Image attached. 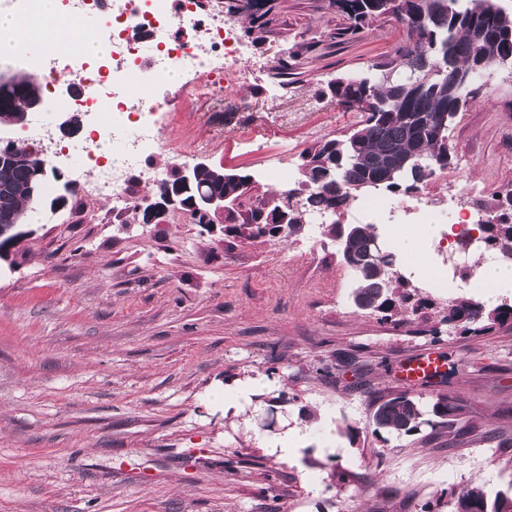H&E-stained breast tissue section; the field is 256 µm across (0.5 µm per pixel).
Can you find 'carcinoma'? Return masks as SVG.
Masks as SVG:
<instances>
[{
    "label": "carcinoma",
    "instance_id": "obj_1",
    "mask_svg": "<svg viewBox=\"0 0 512 512\" xmlns=\"http://www.w3.org/2000/svg\"><path fill=\"white\" fill-rule=\"evenodd\" d=\"M259 8L249 15L246 36L264 39L270 0H255ZM348 20L339 35L358 39L372 23L392 16L401 22L417 16L420 24L408 32L413 48L398 47L386 60L370 64L360 74L344 75L328 83L338 102L351 106L364 99L381 103L376 112L362 115L359 125L341 138L314 143L303 152L310 166L303 190L291 187L286 192L270 193L247 201L238 212L240 222L226 227L228 233L243 241L261 238H285L301 230L304 217L327 209L340 211L365 193H416L437 174L455 164L448 141V130L456 114L473 98L476 88L467 77L475 63L470 43L471 27L487 26L500 39L498 54L480 58V72L489 75L512 63V15L505 13L495 0H331ZM24 110V101L10 91L0 94V118ZM441 112L448 113L444 126L434 122ZM41 161L39 151L7 160L0 166V216L23 213L25 221L32 212L50 206L41 177L36 175ZM221 167L201 168L196 184L207 192L231 194L235 186L224 181ZM292 202L291 219L286 228L260 221L263 214L277 215L284 200ZM479 249L499 259L512 253V188L494 194V204L476 225ZM327 234L339 241L347 255L346 263L357 281L354 302L378 316L382 322H396L405 309H427L433 301L418 294L416 286L404 273L396 253L378 242L373 224L327 225ZM441 322L462 335H477L512 322V304L503 300L488 305L473 298L456 297L442 308ZM464 406L449 395H440L423 409L406 393H382L374 401L373 432L393 431L407 437L425 428L433 431H460ZM451 512H512V492L486 489L472 484L448 494Z\"/></svg>",
    "mask_w": 512,
    "mask_h": 512
}]
</instances>
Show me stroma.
Masks as SVG:
<instances>
[{"instance_id":"obj_1","label":"stroma","mask_w":512,"mask_h":512,"mask_svg":"<svg viewBox=\"0 0 512 512\" xmlns=\"http://www.w3.org/2000/svg\"><path fill=\"white\" fill-rule=\"evenodd\" d=\"M270 17L264 40H242L268 63L248 83L205 98L177 76L160 84L153 130L166 149L148 167L206 157L252 173L263 195L272 171L295 180L303 150L360 121L328 83L394 53L396 19L352 41L330 0H274ZM301 41L315 51L280 68ZM450 144L458 166L430 188L442 223L449 183L512 188L511 65L459 113ZM28 229L0 254V512H449L450 489L512 486V325L429 333L460 289H431L408 322L379 321L355 305L319 224L240 241L78 193ZM429 350L446 356L447 382L403 388L401 363ZM351 353L371 368L364 386L339 361ZM252 380L259 397L225 410ZM402 390L424 407L462 400L469 429L374 433L375 394ZM282 434L296 462L271 451Z\"/></svg>"}]
</instances>
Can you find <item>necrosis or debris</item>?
I'll list each match as a JSON object with an SVG mask.
<instances>
[{"instance_id": "4bbe7bcc", "label": "necrosis or debris", "mask_w": 512, "mask_h": 512, "mask_svg": "<svg viewBox=\"0 0 512 512\" xmlns=\"http://www.w3.org/2000/svg\"><path fill=\"white\" fill-rule=\"evenodd\" d=\"M16 26L0 27V42L15 43L13 63L24 74L55 85L78 76L81 91L73 98L77 110L84 112L90 127L100 129L108 142L119 143L124 164L137 166L147 153L160 150L157 140L146 135L144 117L162 109L157 89L165 74L174 68L194 72L198 95H208L215 82H240L248 79L249 68L241 62L236 34L224 23L202 20L200 0H84L88 11L104 14L103 42L122 45L123 50L107 57L87 58L78 44L58 40L60 25L80 24V16L60 6L53 16L42 11V0H14ZM191 29L192 41L155 39L159 29ZM41 39L44 51L32 55L29 43ZM126 113L120 127H113L112 115ZM80 156L96 167L95 187L110 197L115 212L132 211L133 200L112 189L111 165L105 156L88 148L85 141L72 140L57 148L54 158Z\"/></svg>"}]
</instances>
